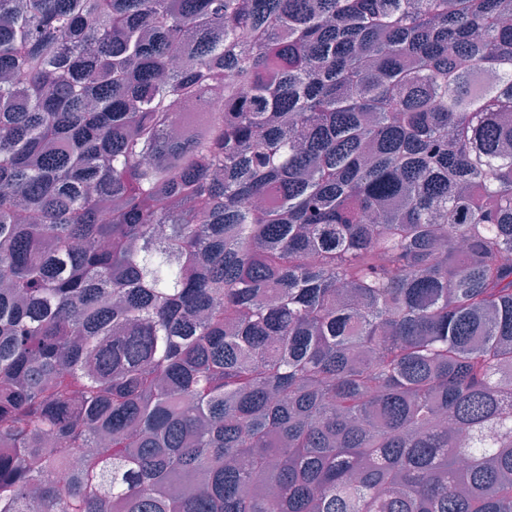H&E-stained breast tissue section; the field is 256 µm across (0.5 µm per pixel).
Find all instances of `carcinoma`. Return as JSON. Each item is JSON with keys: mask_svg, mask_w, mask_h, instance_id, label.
Here are the masks:
<instances>
[{"mask_svg": "<svg viewBox=\"0 0 512 512\" xmlns=\"http://www.w3.org/2000/svg\"><path fill=\"white\" fill-rule=\"evenodd\" d=\"M508 109L512 0H0V512H512Z\"/></svg>", "mask_w": 512, "mask_h": 512, "instance_id": "cac0c4a2", "label": "carcinoma"}]
</instances>
